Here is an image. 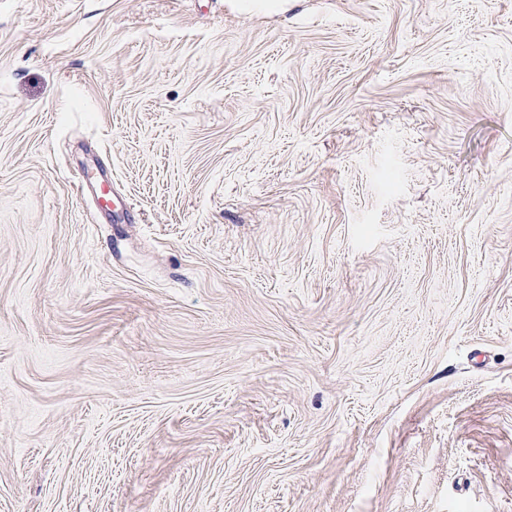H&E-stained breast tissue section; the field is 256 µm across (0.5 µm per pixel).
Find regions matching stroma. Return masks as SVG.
<instances>
[{
	"label": "stroma",
	"mask_w": 512,
	"mask_h": 512,
	"mask_svg": "<svg viewBox=\"0 0 512 512\" xmlns=\"http://www.w3.org/2000/svg\"><path fill=\"white\" fill-rule=\"evenodd\" d=\"M0 512H512V0H0Z\"/></svg>",
	"instance_id": "stroma-1"
}]
</instances>
